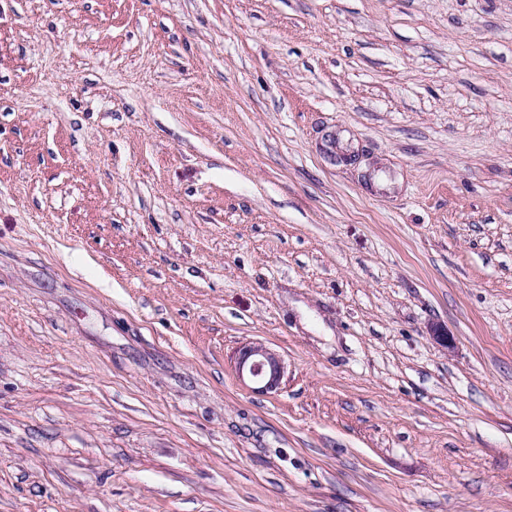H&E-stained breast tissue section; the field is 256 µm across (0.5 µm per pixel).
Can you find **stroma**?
I'll use <instances>...</instances> for the list:
<instances>
[{"mask_svg": "<svg viewBox=\"0 0 512 512\" xmlns=\"http://www.w3.org/2000/svg\"><path fill=\"white\" fill-rule=\"evenodd\" d=\"M0 512H512V0H0ZM238 377L248 380L259 393H275L285 373L283 359L274 350L257 341L242 344L235 357Z\"/></svg>", "mask_w": 512, "mask_h": 512, "instance_id": "stroma-1", "label": "stroma"}]
</instances>
